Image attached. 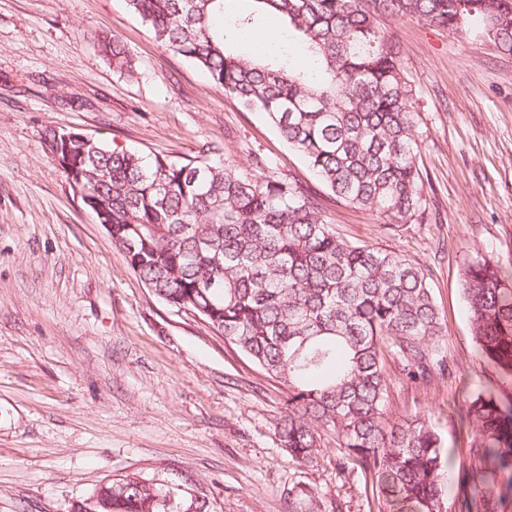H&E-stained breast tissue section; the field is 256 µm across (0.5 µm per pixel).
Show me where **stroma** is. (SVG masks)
Wrapping results in <instances>:
<instances>
[{
	"label": "stroma",
	"instance_id": "obj_1",
	"mask_svg": "<svg viewBox=\"0 0 512 512\" xmlns=\"http://www.w3.org/2000/svg\"><path fill=\"white\" fill-rule=\"evenodd\" d=\"M379 24L402 49L429 174L424 221L394 231L337 200L260 114L157 42L127 0H0V512H68L128 473L187 485L214 512H308L293 487L340 512H376L334 441L312 463L288 458L276 434L286 387L151 293L47 155L54 128L175 160L218 147L245 170L265 157L319 198L343 238L428 274L450 371L414 383L389 358L394 418L424 412L456 458L470 400L488 389L512 400V379L477 353L462 289L479 255L512 276V56L473 29ZM103 34L123 41L135 76L113 72Z\"/></svg>",
	"mask_w": 512,
	"mask_h": 512
}]
</instances>
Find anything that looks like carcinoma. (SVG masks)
I'll list each match as a JSON object with an SVG mask.
<instances>
[{"label":"carcinoma","mask_w":512,"mask_h":512,"mask_svg":"<svg viewBox=\"0 0 512 512\" xmlns=\"http://www.w3.org/2000/svg\"><path fill=\"white\" fill-rule=\"evenodd\" d=\"M226 2L127 0L158 42L265 117L336 197L392 226L422 222L414 89L377 16L474 27L512 55V0H251L278 23V50L265 54L228 47ZM98 46L115 71L135 74L119 38ZM63 134H44L46 152L58 153L73 193L98 202L96 223L112 225V244L153 295L198 315L288 388L276 433L292 461L316 459L330 432L343 465L371 481L377 512H505L511 404L491 391L470 401L463 489L451 501L447 450L429 420L387 417V356L422 383L448 369L433 358L442 326L419 264L336 236L319 200L262 158L243 172L216 148L173 161ZM463 291L479 356L512 378V279L477 256ZM288 496L335 512L309 491ZM91 498L97 512H211L203 496L137 473L100 481L70 512Z\"/></svg>","instance_id":"carcinoma-1"}]
</instances>
